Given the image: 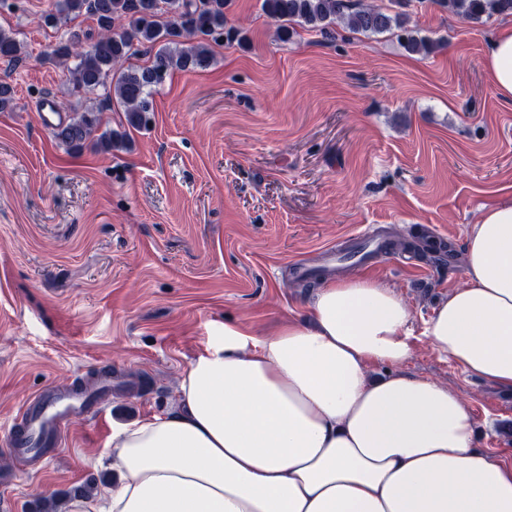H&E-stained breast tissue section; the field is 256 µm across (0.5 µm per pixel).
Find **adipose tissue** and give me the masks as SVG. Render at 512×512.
Here are the masks:
<instances>
[{"label":"adipose tissue","instance_id":"ef3b65f1","mask_svg":"<svg viewBox=\"0 0 512 512\" xmlns=\"http://www.w3.org/2000/svg\"><path fill=\"white\" fill-rule=\"evenodd\" d=\"M483 65L512 100V29ZM310 314L312 326L290 321L269 338L237 323L216 331L180 379L178 411L113 433L120 482L105 505L77 498L65 512H512V461L475 448L463 400L393 374L413 353L402 298L374 280H328ZM424 334L512 390V201L483 207L465 283Z\"/></svg>","mask_w":512,"mask_h":512}]
</instances>
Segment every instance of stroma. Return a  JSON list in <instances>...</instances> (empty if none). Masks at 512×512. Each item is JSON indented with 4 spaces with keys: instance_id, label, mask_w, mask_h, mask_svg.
<instances>
[{
    "instance_id": "1",
    "label": "stroma",
    "mask_w": 512,
    "mask_h": 512,
    "mask_svg": "<svg viewBox=\"0 0 512 512\" xmlns=\"http://www.w3.org/2000/svg\"><path fill=\"white\" fill-rule=\"evenodd\" d=\"M51 0H0V27L24 43L0 59L16 107L0 112V512H40L43 498L91 483L116 486L106 464L112 434L173 410L189 364L224 323L260 337L309 323L319 264L362 226L413 241L433 230L456 254L446 274L431 262L379 259L368 272L407 304L414 351L402 375L461 396L476 448L512 457L507 390L464 372L423 335L437 304L463 282L466 243L483 205L512 200V102L483 66L512 16L471 23L411 0L410 24L443 46L412 55L387 32L335 39L298 30L289 42L261 0H230L244 44L217 43L208 69L173 71L154 96L151 122L129 129L130 150L70 151L38 110L61 120L80 105L47 55L69 32L96 33L79 17L49 28ZM131 372L145 392H113L68 422L54 456L16 466L7 434L35 395L95 376Z\"/></svg>"
}]
</instances>
